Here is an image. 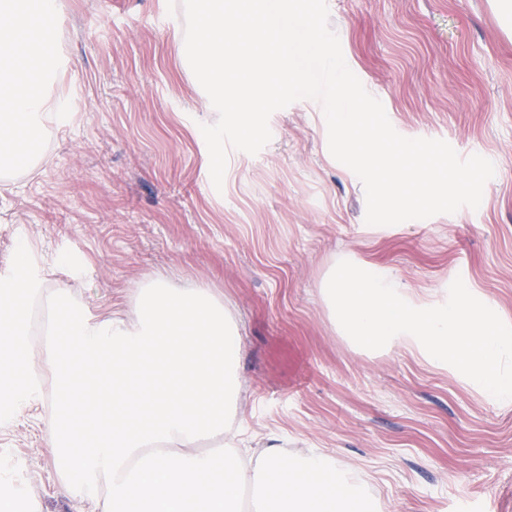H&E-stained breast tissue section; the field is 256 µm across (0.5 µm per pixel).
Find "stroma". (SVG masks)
Returning a JSON list of instances; mask_svg holds the SVG:
<instances>
[{
    "label": "stroma",
    "instance_id": "obj_1",
    "mask_svg": "<svg viewBox=\"0 0 512 512\" xmlns=\"http://www.w3.org/2000/svg\"><path fill=\"white\" fill-rule=\"evenodd\" d=\"M344 59L409 138L495 165L478 209L366 224L358 177L328 149L320 102L274 112L271 141L233 150L222 190L199 124L217 114L185 57L181 0H59V72L41 91L69 120L20 140L0 175V272L25 242L84 315H132L141 281L203 285L243 343L236 425L329 457L382 512H512V401L342 335L322 289L339 261L390 269L442 303L455 278L512 325V0H327ZM47 409L0 426V483L40 512H94L67 492Z\"/></svg>",
    "mask_w": 512,
    "mask_h": 512
}]
</instances>
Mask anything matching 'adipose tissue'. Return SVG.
<instances>
[{
  "label": "adipose tissue",
  "instance_id": "adipose-tissue-1",
  "mask_svg": "<svg viewBox=\"0 0 512 512\" xmlns=\"http://www.w3.org/2000/svg\"><path fill=\"white\" fill-rule=\"evenodd\" d=\"M24 0H0V140L14 139L24 129L35 139L44 119L57 108L56 101L28 92V84L46 79L53 67L40 55V38L55 14V0H38L34 10Z\"/></svg>",
  "mask_w": 512,
  "mask_h": 512
}]
</instances>
